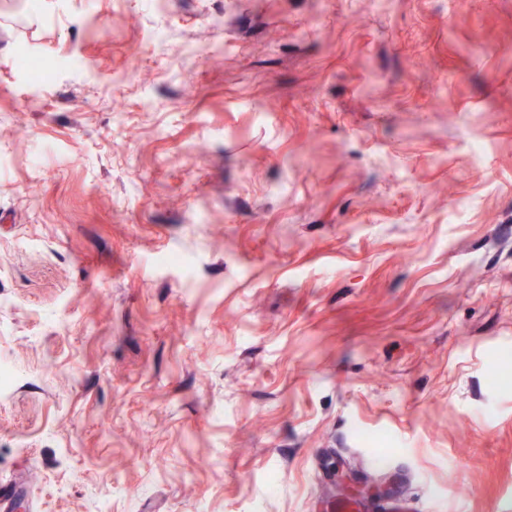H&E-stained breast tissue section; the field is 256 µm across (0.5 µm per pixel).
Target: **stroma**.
Instances as JSON below:
<instances>
[{
  "instance_id": "35a3bbf8",
  "label": "stroma",
  "mask_w": 512,
  "mask_h": 512,
  "mask_svg": "<svg viewBox=\"0 0 512 512\" xmlns=\"http://www.w3.org/2000/svg\"><path fill=\"white\" fill-rule=\"evenodd\" d=\"M510 48L512 0H0L12 512H512Z\"/></svg>"
}]
</instances>
